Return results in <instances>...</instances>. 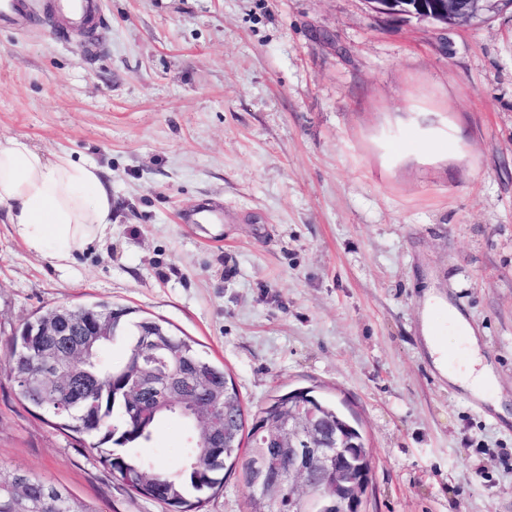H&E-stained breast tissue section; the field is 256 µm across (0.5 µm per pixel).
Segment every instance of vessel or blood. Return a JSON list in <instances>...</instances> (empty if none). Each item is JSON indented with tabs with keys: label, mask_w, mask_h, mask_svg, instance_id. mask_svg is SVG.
Returning <instances> with one entry per match:
<instances>
[{
	"label": "vessel or blood",
	"mask_w": 512,
	"mask_h": 512,
	"mask_svg": "<svg viewBox=\"0 0 512 512\" xmlns=\"http://www.w3.org/2000/svg\"><path fill=\"white\" fill-rule=\"evenodd\" d=\"M63 18L69 29L81 30L99 23L92 0H43L40 10H33L26 0H0V27L26 28L34 20Z\"/></svg>",
	"instance_id": "obj_1"
}]
</instances>
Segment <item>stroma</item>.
<instances>
[{
	"instance_id": "stroma-1",
	"label": "stroma",
	"mask_w": 512,
	"mask_h": 512,
	"mask_svg": "<svg viewBox=\"0 0 512 512\" xmlns=\"http://www.w3.org/2000/svg\"><path fill=\"white\" fill-rule=\"evenodd\" d=\"M93 42L0 27V136L100 168L112 233L66 266L0 208V344L62 304L163 320L248 412L297 388L372 450L363 512H512V8L443 26L368 0H98ZM208 203L220 224L184 217ZM468 319L507 399L441 377L425 290ZM183 429L143 448L173 468ZM0 465L96 512H162L0 370Z\"/></svg>"
}]
</instances>
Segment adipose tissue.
<instances>
[{
	"mask_svg": "<svg viewBox=\"0 0 512 512\" xmlns=\"http://www.w3.org/2000/svg\"><path fill=\"white\" fill-rule=\"evenodd\" d=\"M6 207L14 235L37 256L60 262L103 240L112 230V191L100 170L70 154H53L26 137H0V207ZM448 317V330L465 354L460 367L448 364V349L438 335L435 316ZM424 334L435 365L451 382L493 406L494 373L463 316L434 295L424 297Z\"/></svg>",
	"mask_w": 512,
	"mask_h": 512,
	"instance_id": "adipose-tissue-1",
	"label": "adipose tissue"
}]
</instances>
